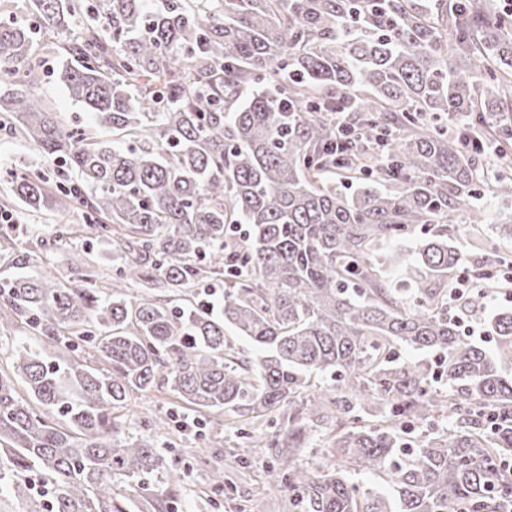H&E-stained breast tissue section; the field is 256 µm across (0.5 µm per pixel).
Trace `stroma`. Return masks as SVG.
<instances>
[{
	"instance_id": "35a3bbf8",
	"label": "stroma",
	"mask_w": 512,
	"mask_h": 512,
	"mask_svg": "<svg viewBox=\"0 0 512 512\" xmlns=\"http://www.w3.org/2000/svg\"><path fill=\"white\" fill-rule=\"evenodd\" d=\"M67 36L38 40L36 47L44 66L37 94L84 136L111 140V129L102 126L94 112L73 99L59 78L61 69L71 62L65 50ZM19 167L41 173L51 185L68 176L61 160L41 155L21 136L0 132V200L10 195V173ZM476 205L482 216L479 236H472L469 225L463 223L454 243L470 260L487 263L491 260L488 244L497 237V225L512 220V197L487 192L478 197ZM6 214L8 223L0 222V250L14 245L44 250L43 261L32 266V273H50L65 281L72 276V263L78 259L105 276L114 274L117 265L112 260L111 240L92 235L84 222L74 223L69 244L59 248L51 243L58 222L56 214H34L17 204L9 206ZM125 430L131 438L155 437L157 447L163 448L170 459L176 485L171 512H288L287 497L262 488V449H252L250 466L236 464L234 458L242 454L243 448L235 428L194 417L179 407L168 389L132 394ZM203 442L220 449L230 470L231 484L213 485L209 467L193 454Z\"/></svg>"
}]
</instances>
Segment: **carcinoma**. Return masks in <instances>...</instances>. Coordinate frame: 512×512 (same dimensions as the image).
<instances>
[{"label": "carcinoma", "mask_w": 512, "mask_h": 512, "mask_svg": "<svg viewBox=\"0 0 512 512\" xmlns=\"http://www.w3.org/2000/svg\"><path fill=\"white\" fill-rule=\"evenodd\" d=\"M0 19V126L81 186L12 174V201L106 219L112 292L6 258L0 481L45 478L32 512H170L147 479L161 449L124 437L130 394L167 387L197 414H263L285 433L265 489L289 512H498L512 478V310L483 319L494 351L448 317L453 235L482 190L512 195V8L496 0H33ZM90 25L61 74L126 148L88 141L35 95V34ZM243 88L252 96L240 98ZM489 248L500 259L512 225ZM167 297L160 299L154 290ZM262 352L252 358L225 330ZM422 357L400 360L399 349ZM336 382L327 395L313 379ZM318 425L336 466L294 461ZM387 479L359 487L348 472Z\"/></svg>", "instance_id": "carcinoma-1"}]
</instances>
